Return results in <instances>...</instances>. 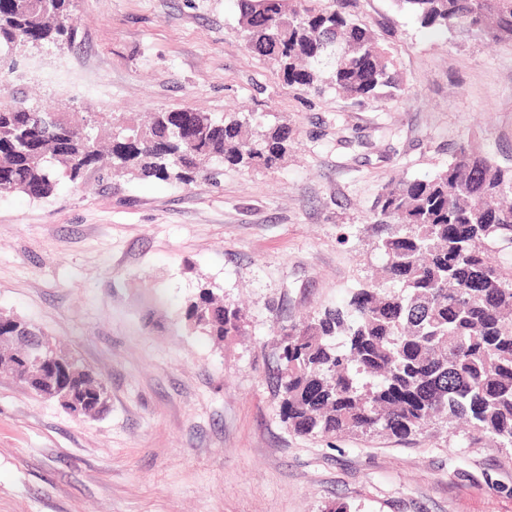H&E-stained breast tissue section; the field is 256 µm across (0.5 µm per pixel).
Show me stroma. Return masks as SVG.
<instances>
[{"instance_id": "obj_1", "label": "stroma", "mask_w": 512, "mask_h": 512, "mask_svg": "<svg viewBox=\"0 0 512 512\" xmlns=\"http://www.w3.org/2000/svg\"><path fill=\"white\" fill-rule=\"evenodd\" d=\"M403 90L286 84L248 51L237 0H74L72 47L18 54L19 89L108 120L196 109L287 124L278 166L214 180L102 177L0 196V311L107 382L96 419L0 376V512H512V450L436 427L408 438L289 430L273 378L284 326L374 277L375 205L472 143L512 166V46L429 29L396 0H344ZM246 316L216 343L200 289Z\"/></svg>"}]
</instances>
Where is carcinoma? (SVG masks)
I'll list each match as a JSON object with an SVG mask.
<instances>
[{
  "mask_svg": "<svg viewBox=\"0 0 512 512\" xmlns=\"http://www.w3.org/2000/svg\"><path fill=\"white\" fill-rule=\"evenodd\" d=\"M73 0H0V195L45 199L61 180L91 166L107 176L190 184L201 164L271 169L291 132L250 129L237 115L180 110L146 124L120 114L106 126L89 112H45L8 86L26 48L74 44ZM425 29L457 39L512 43V0H397ZM246 48L275 60L286 83L351 98L396 97L401 81L375 35L336 3L238 0ZM375 242L384 278L353 289L283 329L275 384L297 434H385L408 438L440 418L462 420L472 435L512 449V264L491 253L512 248V168L460 146L428 179L390 182L377 202ZM187 322L223 341L243 315L208 288L189 300ZM31 345L0 346V374L21 376ZM63 368L59 401L88 398L81 413L108 406L104 380L77 356L54 350Z\"/></svg>",
  "mask_w": 512,
  "mask_h": 512,
  "instance_id": "carcinoma-1",
  "label": "carcinoma"
}]
</instances>
